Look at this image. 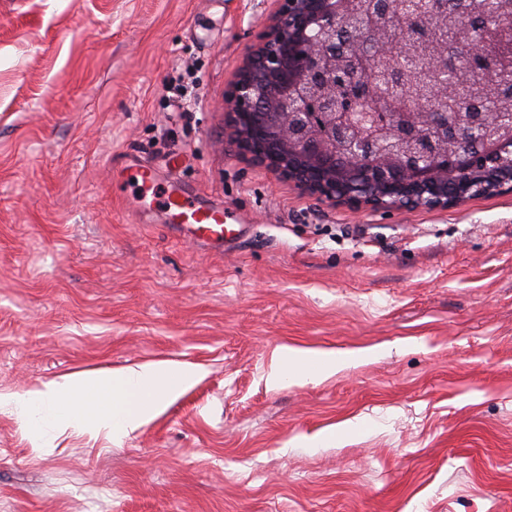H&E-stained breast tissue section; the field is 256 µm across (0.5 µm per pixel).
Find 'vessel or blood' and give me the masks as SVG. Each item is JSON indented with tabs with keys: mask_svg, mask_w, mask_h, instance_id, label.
<instances>
[{
	"mask_svg": "<svg viewBox=\"0 0 512 512\" xmlns=\"http://www.w3.org/2000/svg\"><path fill=\"white\" fill-rule=\"evenodd\" d=\"M165 214L173 229L189 232L203 245L224 244L235 236L224 222L223 208L189 192L175 181L168 184Z\"/></svg>",
	"mask_w": 512,
	"mask_h": 512,
	"instance_id": "vessel-or-blood-1",
	"label": "vessel or blood"
}]
</instances>
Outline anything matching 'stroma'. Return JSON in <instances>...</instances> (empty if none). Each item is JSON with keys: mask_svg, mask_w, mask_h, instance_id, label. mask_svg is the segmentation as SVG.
<instances>
[{"mask_svg": "<svg viewBox=\"0 0 512 512\" xmlns=\"http://www.w3.org/2000/svg\"><path fill=\"white\" fill-rule=\"evenodd\" d=\"M272 11L0 0V390L205 370L126 437L0 408V512H512V194L355 215L241 158L224 95ZM172 177L238 242L173 232ZM283 346L348 365L271 388Z\"/></svg>", "mask_w": 512, "mask_h": 512, "instance_id": "stroma-1", "label": "stroma"}]
</instances>
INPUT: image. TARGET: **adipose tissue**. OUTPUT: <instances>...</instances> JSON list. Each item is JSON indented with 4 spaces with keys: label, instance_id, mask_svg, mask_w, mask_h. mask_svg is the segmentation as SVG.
Segmentation results:
<instances>
[{
    "label": "adipose tissue",
    "instance_id": "adipose-tissue-1",
    "mask_svg": "<svg viewBox=\"0 0 512 512\" xmlns=\"http://www.w3.org/2000/svg\"><path fill=\"white\" fill-rule=\"evenodd\" d=\"M346 360L335 353L283 351L267 377L278 387L285 375L316 380L344 369ZM204 376L200 367L166 360L112 370H93L65 376L32 387L24 394L0 392V406L15 405L28 426L41 420L44 408L55 409L57 419L76 432L98 437L100 430L127 435L151 423Z\"/></svg>",
    "mask_w": 512,
    "mask_h": 512
}]
</instances>
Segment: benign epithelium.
Listing matches in <instances>:
<instances>
[{"label":"benign epithelium","mask_w":512,"mask_h":512,"mask_svg":"<svg viewBox=\"0 0 512 512\" xmlns=\"http://www.w3.org/2000/svg\"><path fill=\"white\" fill-rule=\"evenodd\" d=\"M350 0H274L271 22L257 35L236 80L224 96V112L236 150L296 183L321 202L379 213L446 210L467 200L512 193V131L488 137L495 117L483 86L512 71V50L501 48L502 30L482 29L471 52L489 64L477 71L460 112H427L426 103L451 93L448 80L411 96L404 108L393 95L403 89L382 65L387 91L374 81L355 87L341 111L323 102L327 133L311 128V96L345 27ZM374 26L352 32L358 65L361 49L377 45Z\"/></svg>","instance_id":"7a95c632"}]
</instances>
